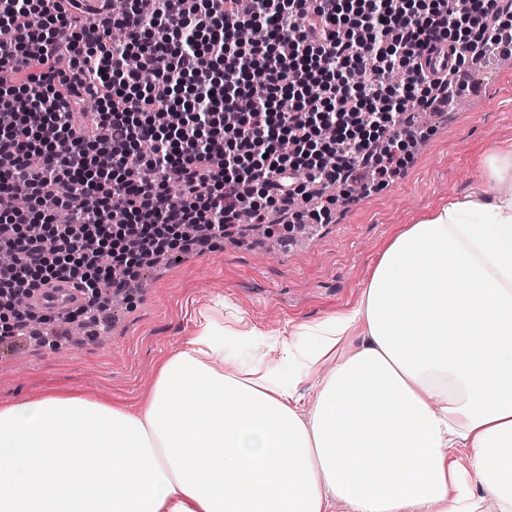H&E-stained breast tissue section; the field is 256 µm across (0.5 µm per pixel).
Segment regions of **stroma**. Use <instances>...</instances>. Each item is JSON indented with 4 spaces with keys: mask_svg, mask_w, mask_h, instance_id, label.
Wrapping results in <instances>:
<instances>
[{
    "mask_svg": "<svg viewBox=\"0 0 512 512\" xmlns=\"http://www.w3.org/2000/svg\"><path fill=\"white\" fill-rule=\"evenodd\" d=\"M469 81L461 105L414 112L420 137L400 177L368 195L336 193L332 221L317 225L313 239L269 256L259 243L280 239L282 225L252 224L241 239L143 266L126 303L99 309L98 335L72 340V320L51 313L35 336L0 341V406L67 387L138 406L156 370L192 335L197 312L219 298L267 333L357 304L402 225L466 192L484 154L512 144V56L475 62Z\"/></svg>",
    "mask_w": 512,
    "mask_h": 512,
    "instance_id": "35a3bbf8",
    "label": "stroma"
}]
</instances>
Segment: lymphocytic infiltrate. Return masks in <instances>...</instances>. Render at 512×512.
I'll use <instances>...</instances> for the list:
<instances>
[{
	"label": "lymphocytic infiltrate",
	"instance_id": "f902f5d3",
	"mask_svg": "<svg viewBox=\"0 0 512 512\" xmlns=\"http://www.w3.org/2000/svg\"><path fill=\"white\" fill-rule=\"evenodd\" d=\"M68 2L0 0V192L30 202L0 212L9 300L47 265L97 306L116 276L242 220L290 207L325 223L329 207L295 205L311 184L388 186L408 159L401 115L460 94L471 58L512 52V0ZM445 42L460 59L422 92L381 83ZM86 95L96 111H77ZM363 118L373 133L351 134Z\"/></svg>",
	"mask_w": 512,
	"mask_h": 512
}]
</instances>
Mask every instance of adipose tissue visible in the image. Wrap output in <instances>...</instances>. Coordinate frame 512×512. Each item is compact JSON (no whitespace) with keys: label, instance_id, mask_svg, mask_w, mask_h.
<instances>
[{"label":"adipose tissue","instance_id":"obj_1","mask_svg":"<svg viewBox=\"0 0 512 512\" xmlns=\"http://www.w3.org/2000/svg\"><path fill=\"white\" fill-rule=\"evenodd\" d=\"M195 322L139 410L1 408L0 512H512L511 147L391 237L356 307L285 336L220 301ZM228 336L292 371L225 374Z\"/></svg>","mask_w":512,"mask_h":512}]
</instances>
